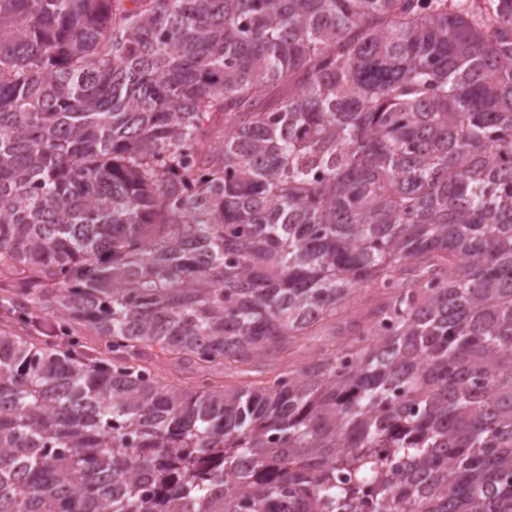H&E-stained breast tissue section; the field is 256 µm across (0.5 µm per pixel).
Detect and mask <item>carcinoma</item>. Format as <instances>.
I'll return each instance as SVG.
<instances>
[{"label":"carcinoma","mask_w":512,"mask_h":512,"mask_svg":"<svg viewBox=\"0 0 512 512\" xmlns=\"http://www.w3.org/2000/svg\"><path fill=\"white\" fill-rule=\"evenodd\" d=\"M0 282V512H512V0H0ZM378 294L374 288H366L365 286L356 288L350 297L348 308L344 312L342 318L343 322L340 324L344 326L345 321H359L363 322L367 316V311L376 303ZM158 357H153L150 362L154 370L166 380L173 382L174 384H182L184 386H191L196 384L197 374L194 368L180 367L175 365L173 362L165 359V356L157 350ZM286 363L287 362L285 361L277 362L261 358L256 361L255 366L251 369L252 372L243 376H234V378L224 377V368L215 366L210 369L205 378L209 377L210 381L216 385H221L225 381L226 385H250L251 387H257L260 386L261 381H266L274 375L282 372L284 368L283 366H285Z\"/></svg>","instance_id":"cac0c4a2"}]
</instances>
